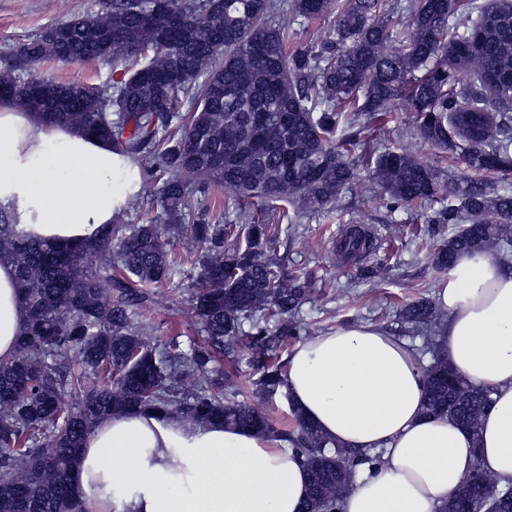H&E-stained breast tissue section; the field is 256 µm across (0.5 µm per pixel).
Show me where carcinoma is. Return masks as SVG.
I'll return each mask as SVG.
<instances>
[{
  "label": "carcinoma",
  "instance_id": "carcinoma-1",
  "mask_svg": "<svg viewBox=\"0 0 512 512\" xmlns=\"http://www.w3.org/2000/svg\"><path fill=\"white\" fill-rule=\"evenodd\" d=\"M455 5L411 0L397 31L384 0H294L295 15L308 20L336 13V37L290 52L286 29L265 23L276 0H112L110 9L64 22L68 42L47 28L0 70V89L26 107L37 83L25 71L45 59L122 68L108 95L59 83L39 114L109 141L155 173H191L207 193L224 188L243 229L226 244L233 225L207 206L188 207L173 176L158 189L162 223L132 224L118 212L81 252L30 237L0 211V264L13 267L27 316L16 349L0 357V512H78L70 471L86 438L135 409L286 442L309 470L301 512H342L355 475L379 456L333 444L296 408L291 430L275 427L224 396L232 385L214 364L244 343L259 354L253 392L271 396L282 386V366L268 352L306 332L299 313L311 281L285 273L272 253V225L256 222L251 206L335 205L354 177L355 150L376 155L369 175L394 201L441 202L425 216L436 271L463 254L512 258V190L493 187L512 174V3L470 0L466 22L452 24ZM399 102L416 114L421 139L447 153L464 148L469 174L450 183L437 166L357 138L354 125ZM177 239L199 266L193 313L202 339L187 352L172 341L151 344L137 312L144 289L171 279ZM375 247L352 230L338 252L358 257ZM401 317L429 331L425 413L478 436L492 393L448 367L440 309L415 301ZM194 373L211 374L210 387L178 394L173 378ZM490 506L512 512V486L499 487L476 461L442 512Z\"/></svg>",
  "mask_w": 512,
  "mask_h": 512
}]
</instances>
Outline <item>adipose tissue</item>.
Returning a JSON list of instances; mask_svg holds the SVG:
<instances>
[{"label":"adipose tissue","instance_id":"1","mask_svg":"<svg viewBox=\"0 0 512 512\" xmlns=\"http://www.w3.org/2000/svg\"><path fill=\"white\" fill-rule=\"evenodd\" d=\"M136 162L109 142L47 124L0 98V207L28 233L59 243L91 237L129 201L116 170ZM447 313L449 366L491 390L478 435L426 416L424 377L409 345L371 324L299 344L285 391L304 418L344 448L380 454L357 477L343 512H442L473 462L512 484V268L462 255L435 295ZM24 313L11 267L0 265V356L13 351ZM80 512H300L306 465L246 429L133 411L98 425L71 473Z\"/></svg>","mask_w":512,"mask_h":512}]
</instances>
